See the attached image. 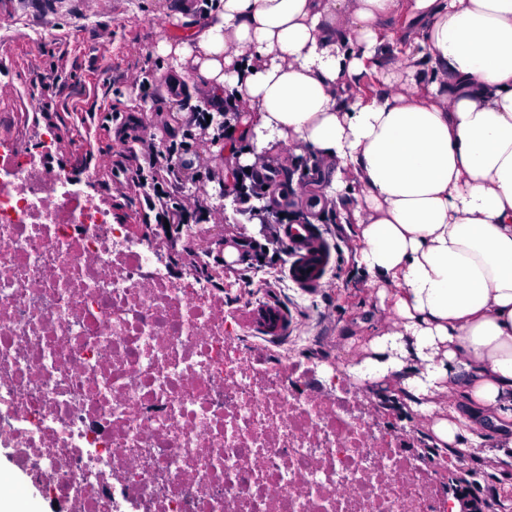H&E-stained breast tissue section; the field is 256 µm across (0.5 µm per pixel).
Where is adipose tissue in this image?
I'll list each match as a JSON object with an SVG mask.
<instances>
[{"mask_svg": "<svg viewBox=\"0 0 512 512\" xmlns=\"http://www.w3.org/2000/svg\"><path fill=\"white\" fill-rule=\"evenodd\" d=\"M402 8L415 27L389 92L343 103ZM214 15L158 53L246 106L239 167L280 144L334 168L327 195L391 315L347 375L396 385L437 447L511 458L512 0H216Z\"/></svg>", "mask_w": 512, "mask_h": 512, "instance_id": "adipose-tissue-1", "label": "adipose tissue"}]
</instances>
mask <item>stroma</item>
I'll list each match as a JSON object with an SVG mask.
<instances>
[{"instance_id":"obj_1","label":"stroma","mask_w":512,"mask_h":512,"mask_svg":"<svg viewBox=\"0 0 512 512\" xmlns=\"http://www.w3.org/2000/svg\"><path fill=\"white\" fill-rule=\"evenodd\" d=\"M174 0H0V120L23 117V132L36 142L52 134L47 165L72 174L83 188L100 199L118 224H141L146 206L143 189L129 174L138 157L154 142L169 139L186 123V111L169 92L182 80L192 104L207 107L203 79L191 61L180 69L164 66L159 43L186 31L204 30L211 18L201 0H187L184 9ZM413 24L401 11L383 27L387 51L372 61L351 87V94L385 90L383 75L396 66L401 46ZM212 127L196 130L195 141L183 155L178 189L189 208L206 213L210 229L208 271H218L225 284L251 290L261 286L266 271L282 275L288 251L279 227L263 214H245L228 204L230 163L227 143ZM288 200L295 219L312 218L334 245L336 263L316 293L305 294L289 280L267 289L262 303L284 306L291 317L289 339L273 353L276 361L307 359L340 363L361 355L379 327L390 319L371 289L356 273L353 244L335 201L323 200L308 211L296 190ZM261 244L259 252L226 263L223 248L241 243ZM315 336V349H304L301 337ZM371 427L398 438L404 452L424 458L437 474L440 489L469 485L478 495L494 489L490 512H512V488L503 473L512 474V461L476 459L475 472L456 467L447 449L429 445L431 421L406 410L395 388L353 385Z\"/></svg>"}]
</instances>
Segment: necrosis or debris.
<instances>
[{
  "label": "necrosis or debris",
  "mask_w": 512,
  "mask_h": 512,
  "mask_svg": "<svg viewBox=\"0 0 512 512\" xmlns=\"http://www.w3.org/2000/svg\"><path fill=\"white\" fill-rule=\"evenodd\" d=\"M149 228L116 224L0 133V447L66 512H447L419 457L373 434L321 368L274 364Z\"/></svg>",
  "instance_id": "4bbe7bcc"
}]
</instances>
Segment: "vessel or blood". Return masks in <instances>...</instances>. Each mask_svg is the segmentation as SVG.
I'll list each match as a JSON object with an SVG mask.
<instances>
[{"instance_id": "obj_1", "label": "vessel or blood", "mask_w": 512, "mask_h": 512, "mask_svg": "<svg viewBox=\"0 0 512 512\" xmlns=\"http://www.w3.org/2000/svg\"><path fill=\"white\" fill-rule=\"evenodd\" d=\"M282 237L291 249L287 269L289 280L302 292L316 291L332 265L331 247L310 224L283 225ZM246 322L266 336H280L288 330L287 313L274 305L257 306L249 313Z\"/></svg>"}]
</instances>
